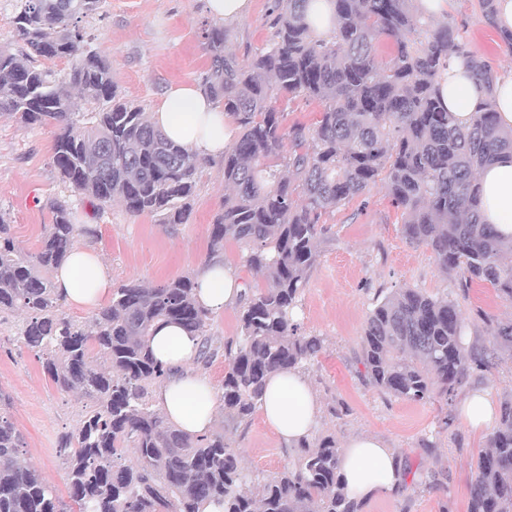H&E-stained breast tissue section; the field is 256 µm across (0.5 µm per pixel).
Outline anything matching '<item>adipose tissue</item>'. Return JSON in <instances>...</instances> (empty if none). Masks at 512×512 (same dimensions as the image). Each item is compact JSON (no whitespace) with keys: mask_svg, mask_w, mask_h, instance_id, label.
Instances as JSON below:
<instances>
[{"mask_svg":"<svg viewBox=\"0 0 512 512\" xmlns=\"http://www.w3.org/2000/svg\"><path fill=\"white\" fill-rule=\"evenodd\" d=\"M443 106L459 125L471 122L485 99H492L501 127L512 129V72L498 75L492 90L477 84L463 58L450 56L439 78ZM150 120L175 143L192 148L200 162L219 158L233 146L236 129L231 118L197 85L171 88ZM479 210L485 223L512 237V155L505 154L477 175ZM198 303L210 313L239 302L246 293L236 271L216 257L195 274ZM54 286L71 305L95 308L112 293V278L102 255L77 245L55 270ZM198 336L174 323L156 328L150 346L167 375L154 391L157 407L167 421L191 437L212 432L218 420L216 394L208 380L189 369L197 354ZM258 407L280 441L295 447L313 436L320 403L309 380L297 370L272 372ZM340 475L349 498L362 503L382 494L398 492L403 460L378 436L361 433L348 439L340 456Z\"/></svg>","mask_w":512,"mask_h":512,"instance_id":"1","label":"adipose tissue"}]
</instances>
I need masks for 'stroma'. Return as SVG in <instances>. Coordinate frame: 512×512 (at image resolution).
Wrapping results in <instances>:
<instances>
[{"mask_svg":"<svg viewBox=\"0 0 512 512\" xmlns=\"http://www.w3.org/2000/svg\"><path fill=\"white\" fill-rule=\"evenodd\" d=\"M273 0H251L249 12L230 24L232 48L240 61L265 47ZM446 21L464 31L471 49L494 70L512 66V47L484 19L478 0H448ZM206 0H103L84 28L94 48L112 63V80L129 102L153 112L170 87L200 82L208 58L200 37L211 23ZM52 130L25 127L0 116V213L26 252L35 251L53 219L50 203L68 200L73 221L84 227L79 243L94 248L107 263L113 284L136 279L157 286L192 274L210 256L215 215L224 202L222 162L200 165L187 223L162 224L134 214L121 203L95 210L62 181L51 159ZM323 221L329 237L296 310L302 331L323 337L321 353L304 365L322 406L317 434H333L345 445L354 434L378 435L395 448L422 484H403L398 495L381 494L362 512H468L470 485L488 431L469 430L458 414L468 390L487 389L495 405L512 398V358L491 374L471 376L452 405L415 403L385 395L361 376V336L378 294L417 288L434 297L457 299L466 322L467 344L486 340L485 318H512V303L488 286L461 292L456 274L443 273L425 246L402 232L403 217L391 206L383 185L331 209ZM24 312L0 313V389L10 396V413L24 438L23 456L59 496L68 494L67 469L57 452L63 432L78 427L83 402L59 390L43 373L19 332ZM252 473L270 476L292 464L297 451L283 446L261 413L229 435Z\"/></svg>","mask_w":512,"mask_h":512,"instance_id":"35a3bbf8","label":"stroma"}]
</instances>
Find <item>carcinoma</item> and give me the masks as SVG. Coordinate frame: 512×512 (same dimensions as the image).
<instances>
[{
  "instance_id": "obj_1",
  "label": "carcinoma",
  "mask_w": 512,
  "mask_h": 512,
  "mask_svg": "<svg viewBox=\"0 0 512 512\" xmlns=\"http://www.w3.org/2000/svg\"><path fill=\"white\" fill-rule=\"evenodd\" d=\"M103 0H16L13 39L0 45V115L24 126L54 127L52 163L63 183L100 210L118 201L162 224L191 213L199 163L174 144L143 109L121 100L108 57L90 47L82 22ZM307 0H274L266 48L241 63L223 27L202 29L210 64L202 87L239 126L224 153V205L211 231V254L232 239L243 265L265 286L240 307V336L220 348L207 335L210 314L195 280L149 288L129 280L109 305L79 324L60 312L52 274L86 229L65 200L51 203L53 224L34 253H24L0 217V312L22 309L19 339L52 383L86 401L80 426L58 440L70 504L23 459V436L0 390V512H359L339 475L336 437L298 445L296 462L270 477L244 470L225 430L191 439L155 407L151 388L165 370L150 348L156 324L200 337L199 355L224 350V417L238 427L256 411L266 377L302 367L323 339L301 331L294 309L317 262L329 210L367 194L381 180L403 231L429 248L437 265L460 277L462 292L490 285L512 302V239L485 224L476 173L512 153V129L491 100L459 126L441 103L438 78L448 56L467 60L492 90L495 75L463 31L432 20L412 0H333L334 29L314 33ZM393 51L384 59L377 42ZM65 59L68 79L36 65ZM281 96L317 100L311 125H284ZM459 304L417 288L376 299L361 336L364 381L397 399L451 405L470 375H485L512 354V318L491 321L488 344L467 346ZM468 512H512V399L480 452Z\"/></svg>"
}]
</instances>
